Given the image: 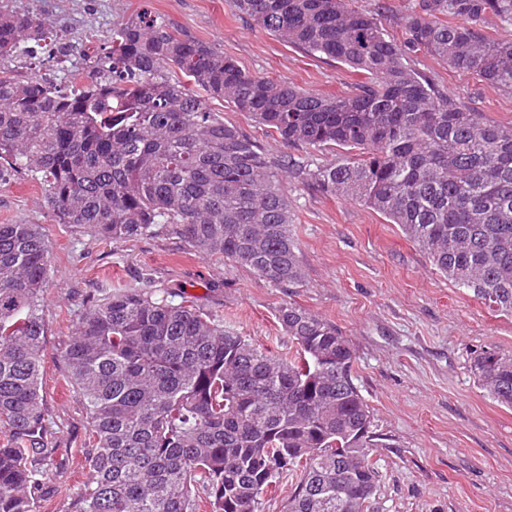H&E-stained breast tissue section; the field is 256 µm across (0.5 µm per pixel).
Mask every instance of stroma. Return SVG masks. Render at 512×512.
<instances>
[{
	"instance_id": "35a3bbf8",
	"label": "stroma",
	"mask_w": 512,
	"mask_h": 512,
	"mask_svg": "<svg viewBox=\"0 0 512 512\" xmlns=\"http://www.w3.org/2000/svg\"><path fill=\"white\" fill-rule=\"evenodd\" d=\"M5 7L42 20L44 33L70 53L63 61L44 57L34 68L17 61L7 73L33 72L65 88L90 84L113 31L144 11L216 44L253 74L329 94L356 80L344 64L283 44L231 0H6ZM413 62L470 111L512 126V94L422 53ZM211 106L270 154L288 152L316 165L332 159L285 148L224 101ZM284 185L304 271L303 286L290 290L198 254L164 229L112 240L57 223L37 182L17 173L0 181V224L40 225L52 251L42 385L47 436L57 451L39 489L40 512H74L89 479L81 454L89 418L63 359L73 326L87 304L130 287L166 291L173 303L210 313L282 355L296 345L277 320L281 306L293 303L335 324L355 353V383L383 437L371 451L380 474L376 512H512V407L488 396L472 370L483 349L512 355V318L437 273L427 254L383 216L298 178H285Z\"/></svg>"
}]
</instances>
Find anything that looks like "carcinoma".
Here are the masks:
<instances>
[{
	"label": "carcinoma",
	"instance_id": "1",
	"mask_svg": "<svg viewBox=\"0 0 512 512\" xmlns=\"http://www.w3.org/2000/svg\"><path fill=\"white\" fill-rule=\"evenodd\" d=\"M280 41L360 76L336 95L252 74L213 43L138 13L112 33L91 84L61 92L0 71V173L45 186L56 221L112 239L171 229L281 288L303 285L280 174L381 214L448 281L512 317V127L462 108L409 63L424 53L512 93V40L485 36L512 0H421L400 35L350 0H231ZM462 18L448 21V16ZM36 19L0 7V62L30 55ZM180 72L187 82L173 77ZM193 88H188L187 84ZM233 104L289 146L344 154L312 167L270 157L210 101ZM51 250L38 224H0V512H35L54 453L45 428L43 298ZM286 359L216 319L128 288L87 306L64 360L90 417L89 481L76 512H259L264 488L297 483L284 512H374L373 413L349 341L288 303ZM512 406V357L474 361Z\"/></svg>",
	"mask_w": 512,
	"mask_h": 512
}]
</instances>
